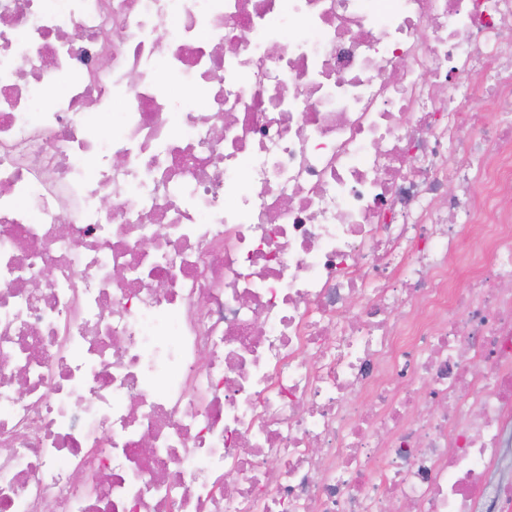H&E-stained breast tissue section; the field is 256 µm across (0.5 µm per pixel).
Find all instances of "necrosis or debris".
I'll use <instances>...</instances> for the list:
<instances>
[{"instance_id": "4bbe7bcc", "label": "necrosis or debris", "mask_w": 512, "mask_h": 512, "mask_svg": "<svg viewBox=\"0 0 512 512\" xmlns=\"http://www.w3.org/2000/svg\"><path fill=\"white\" fill-rule=\"evenodd\" d=\"M511 441L512 0H0V512H512Z\"/></svg>"}]
</instances>
